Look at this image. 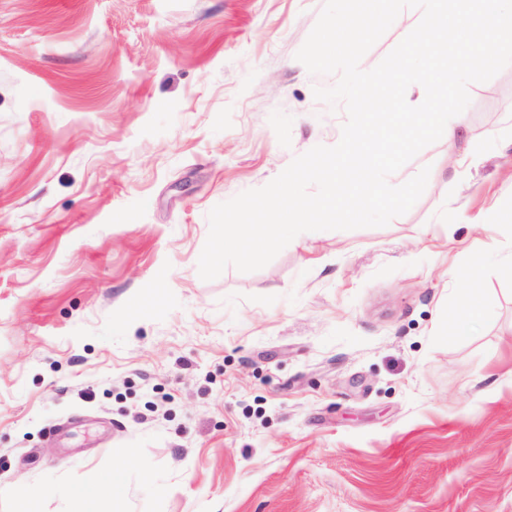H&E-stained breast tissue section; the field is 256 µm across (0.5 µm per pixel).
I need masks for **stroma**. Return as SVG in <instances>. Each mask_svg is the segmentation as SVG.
I'll use <instances>...</instances> for the list:
<instances>
[{"instance_id": "1", "label": "stroma", "mask_w": 512, "mask_h": 512, "mask_svg": "<svg viewBox=\"0 0 512 512\" xmlns=\"http://www.w3.org/2000/svg\"><path fill=\"white\" fill-rule=\"evenodd\" d=\"M323 6L0 0V512H512V65L407 213L199 275L214 206L341 136ZM473 273L474 270L470 273V288L461 294L457 301L452 327V330L455 332L465 330L471 321L479 317L482 309V295L473 282Z\"/></svg>"}]
</instances>
